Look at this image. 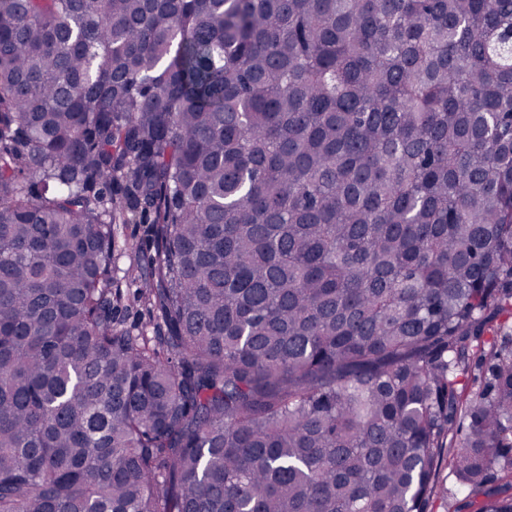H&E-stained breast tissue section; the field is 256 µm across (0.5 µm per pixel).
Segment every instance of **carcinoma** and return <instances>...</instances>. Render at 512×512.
<instances>
[{
  "instance_id": "obj_1",
  "label": "carcinoma",
  "mask_w": 512,
  "mask_h": 512,
  "mask_svg": "<svg viewBox=\"0 0 512 512\" xmlns=\"http://www.w3.org/2000/svg\"><path fill=\"white\" fill-rule=\"evenodd\" d=\"M511 322L512 0H0V512H512ZM112 224V325L133 333L152 331L159 323L156 311L144 299L145 257L154 253L150 224ZM116 294V295H115ZM443 488L447 493H444L448 501L447 512H474V506L471 505V499L466 498L465 494L457 492L455 485V478L450 476L448 478V468L443 471Z\"/></svg>"
}]
</instances>
